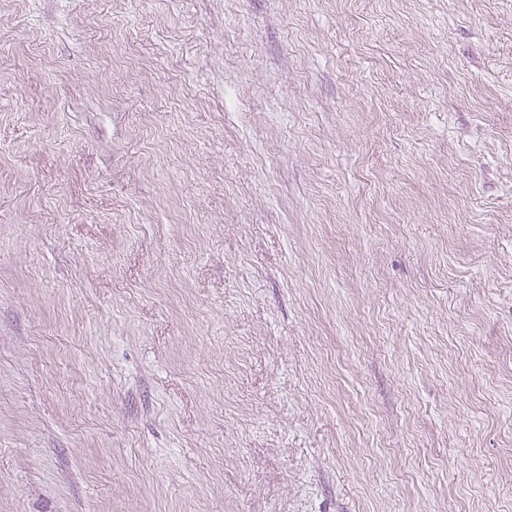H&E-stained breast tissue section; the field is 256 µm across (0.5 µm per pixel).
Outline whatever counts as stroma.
Returning a JSON list of instances; mask_svg holds the SVG:
<instances>
[{
    "mask_svg": "<svg viewBox=\"0 0 512 512\" xmlns=\"http://www.w3.org/2000/svg\"><path fill=\"white\" fill-rule=\"evenodd\" d=\"M0 512H512V0H0Z\"/></svg>",
    "mask_w": 512,
    "mask_h": 512,
    "instance_id": "obj_1",
    "label": "stroma"
}]
</instances>
